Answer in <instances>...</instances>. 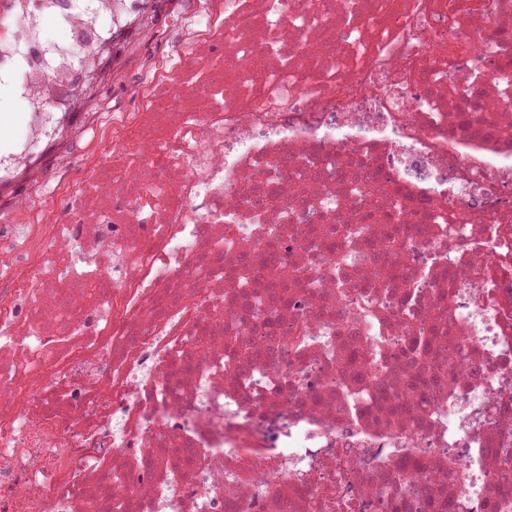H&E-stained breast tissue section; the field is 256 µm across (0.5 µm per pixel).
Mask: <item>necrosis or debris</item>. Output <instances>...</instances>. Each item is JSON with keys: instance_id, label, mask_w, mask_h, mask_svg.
<instances>
[{"instance_id": "obj_1", "label": "necrosis or debris", "mask_w": 512, "mask_h": 512, "mask_svg": "<svg viewBox=\"0 0 512 512\" xmlns=\"http://www.w3.org/2000/svg\"><path fill=\"white\" fill-rule=\"evenodd\" d=\"M136 6L0 0V182ZM166 39L63 204L0 209V512H512V0Z\"/></svg>"}]
</instances>
